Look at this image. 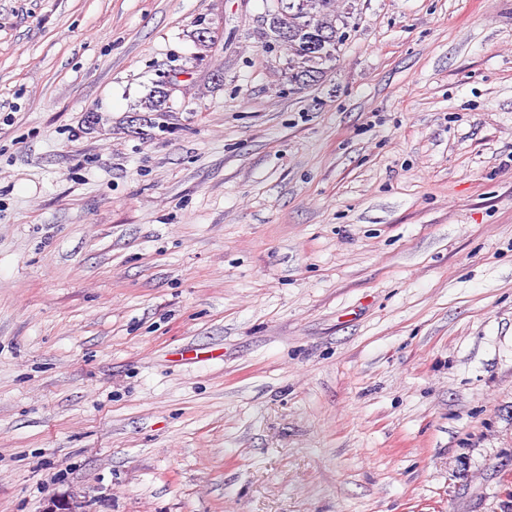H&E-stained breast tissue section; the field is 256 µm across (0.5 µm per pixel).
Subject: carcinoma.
Returning a JSON list of instances; mask_svg holds the SVG:
<instances>
[{"label": "carcinoma", "instance_id": "carcinoma-1", "mask_svg": "<svg viewBox=\"0 0 512 512\" xmlns=\"http://www.w3.org/2000/svg\"><path fill=\"white\" fill-rule=\"evenodd\" d=\"M288 13L275 9L263 18L267 25L265 37L273 46L288 51L290 81L299 89L313 85L337 60L345 32L336 26V0H287ZM288 30L289 40L279 39L281 29ZM172 95L165 91L163 81L156 82L145 109L161 116L170 111Z\"/></svg>", "mask_w": 512, "mask_h": 512}]
</instances>
